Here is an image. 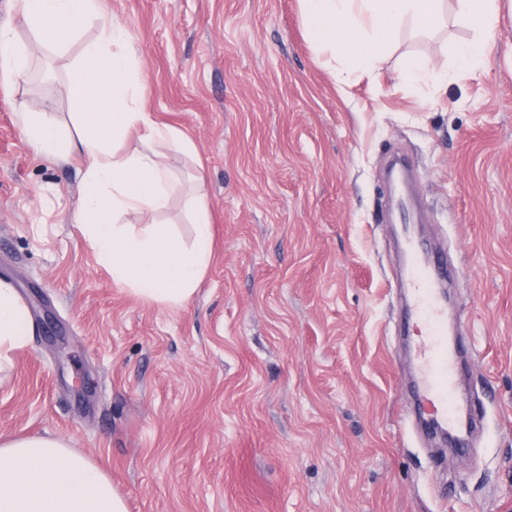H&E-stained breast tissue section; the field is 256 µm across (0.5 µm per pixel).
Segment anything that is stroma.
<instances>
[{
	"label": "stroma",
	"instance_id": "1",
	"mask_svg": "<svg viewBox=\"0 0 512 512\" xmlns=\"http://www.w3.org/2000/svg\"><path fill=\"white\" fill-rule=\"evenodd\" d=\"M104 8L139 51L143 109L194 145L156 220L191 242L203 187L213 257L182 309L113 284L73 222L79 165L43 159L16 118L74 131L68 73L98 24L48 51L0 0L31 67L53 69L0 83V279L36 321L0 368V441L63 439L128 512H512V18L480 79L451 68L475 36L452 10L340 85L299 0ZM418 56L449 65L443 87L404 81ZM410 236L455 271L459 391L482 420L464 453L410 414Z\"/></svg>",
	"mask_w": 512,
	"mask_h": 512
}]
</instances>
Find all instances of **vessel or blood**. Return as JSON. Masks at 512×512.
<instances>
[{"label":"vessel or blood","mask_w":512,"mask_h":512,"mask_svg":"<svg viewBox=\"0 0 512 512\" xmlns=\"http://www.w3.org/2000/svg\"><path fill=\"white\" fill-rule=\"evenodd\" d=\"M406 250L409 266L405 303L425 336L414 374L417 405L439 430L473 431L476 421L457 398L456 366L465 344L448 340V308L436 275V259L412 240L407 242Z\"/></svg>","instance_id":"1"}]
</instances>
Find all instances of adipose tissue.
I'll return each mask as SVG.
<instances>
[{
    "mask_svg": "<svg viewBox=\"0 0 512 512\" xmlns=\"http://www.w3.org/2000/svg\"><path fill=\"white\" fill-rule=\"evenodd\" d=\"M24 22L39 36L66 40L98 19L97 41L71 68L78 92L76 134L63 133L42 112H22V136L44 159H78L82 205L74 217L114 284L144 301L175 309L195 294L212 259V215L204 194L188 200L195 235L185 246L168 225L154 223L169 202L168 154L186 153L189 137L153 119L139 104L142 79L138 52L124 28L103 11L100 0H16ZM476 30L475 40L455 49L458 70L480 76L485 38L497 27L502 0H459ZM310 39L330 52L344 81L350 65L377 70L405 29L426 32L443 21L447 0H301ZM145 143L126 154L125 141ZM139 216L136 224L128 216ZM33 331L28 309L12 283L0 280V364L24 347ZM0 512H128L108 476L67 445L27 437L0 445Z\"/></svg>",
    "mask_w": 512,
    "mask_h": 512,
    "instance_id": "obj_1",
    "label": "adipose tissue"
}]
</instances>
